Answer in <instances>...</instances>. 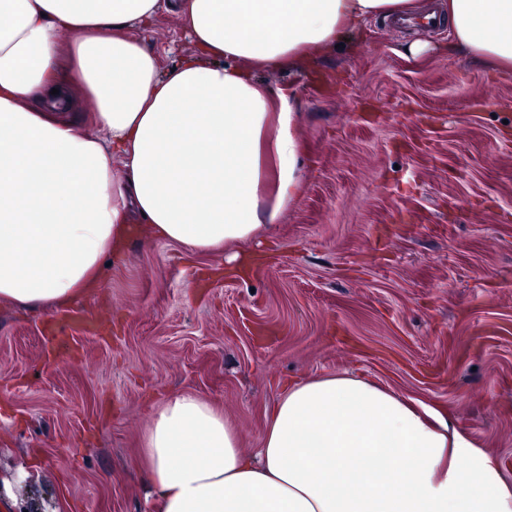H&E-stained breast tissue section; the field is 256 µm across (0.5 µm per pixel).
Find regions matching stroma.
<instances>
[{
	"label": "stroma",
	"mask_w": 512,
	"mask_h": 512,
	"mask_svg": "<svg viewBox=\"0 0 512 512\" xmlns=\"http://www.w3.org/2000/svg\"><path fill=\"white\" fill-rule=\"evenodd\" d=\"M135 35L165 68L192 49L174 14ZM450 41L375 18L262 73L295 102L302 187L236 244L256 270L135 238L78 303L105 332L68 352L41 333L63 308L0 302V477L41 466L0 512H153L139 454L165 396L215 403L252 452L286 381L342 372L449 412L512 472V72Z\"/></svg>",
	"instance_id": "obj_1"
}]
</instances>
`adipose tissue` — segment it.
<instances>
[{
  "label": "adipose tissue",
  "instance_id": "1",
  "mask_svg": "<svg viewBox=\"0 0 512 512\" xmlns=\"http://www.w3.org/2000/svg\"><path fill=\"white\" fill-rule=\"evenodd\" d=\"M417 0H0V301L67 306L140 232L212 253L301 189L289 95L259 80ZM164 12L194 50L134 37ZM448 49L512 72V0H448ZM74 33L69 50L58 36ZM94 101L96 133L70 116ZM160 512H512V472L443 412L350 373L294 380L260 448L195 394L141 448Z\"/></svg>",
  "mask_w": 512,
  "mask_h": 512
}]
</instances>
